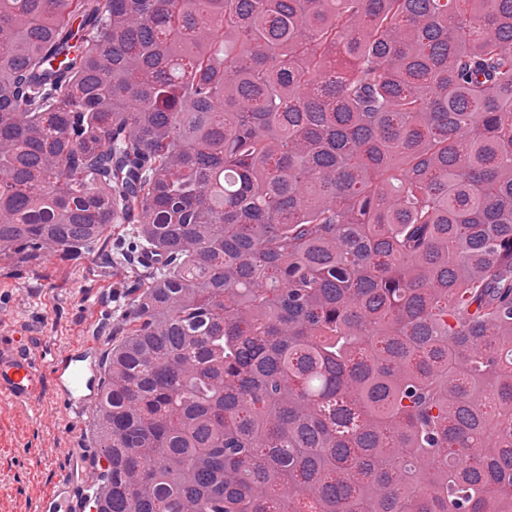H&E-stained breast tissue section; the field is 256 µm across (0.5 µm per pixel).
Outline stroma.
Segmentation results:
<instances>
[{"label": "stroma", "instance_id": "obj_1", "mask_svg": "<svg viewBox=\"0 0 512 512\" xmlns=\"http://www.w3.org/2000/svg\"><path fill=\"white\" fill-rule=\"evenodd\" d=\"M103 252L53 253L41 264L0 262V319L29 327L44 349L77 336H97L101 352L112 346L113 311L124 295ZM79 449L84 469L98 475L93 413L69 430L51 405L17 417L0 415V512H38L41 492L65 474L64 451Z\"/></svg>", "mask_w": 512, "mask_h": 512}]
</instances>
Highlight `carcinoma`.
Returning <instances> with one entry per match:
<instances>
[{
    "label": "carcinoma",
    "mask_w": 512,
    "mask_h": 512,
    "mask_svg": "<svg viewBox=\"0 0 512 512\" xmlns=\"http://www.w3.org/2000/svg\"><path fill=\"white\" fill-rule=\"evenodd\" d=\"M99 246V512H512V0H0V260Z\"/></svg>",
    "instance_id": "cac0c4a2"
}]
</instances>
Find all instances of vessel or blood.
<instances>
[{"label":"vessel or blood","mask_w":512,"mask_h":512,"mask_svg":"<svg viewBox=\"0 0 512 512\" xmlns=\"http://www.w3.org/2000/svg\"><path fill=\"white\" fill-rule=\"evenodd\" d=\"M98 349V340L87 336L53 352L46 361L28 332L0 324V410L31 411L50 397L64 418L79 422L99 392ZM91 502L67 474L43 493L40 512H89Z\"/></svg>","instance_id":"b4317fda"}]
</instances>
